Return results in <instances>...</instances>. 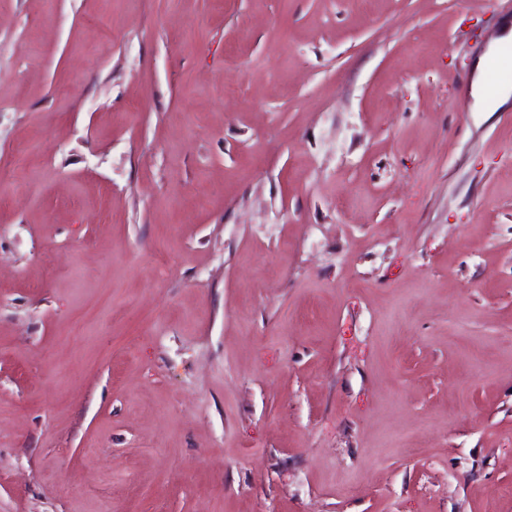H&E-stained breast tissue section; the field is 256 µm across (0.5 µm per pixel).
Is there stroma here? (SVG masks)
<instances>
[{"label":"stroma","instance_id":"35a3bbf8","mask_svg":"<svg viewBox=\"0 0 512 512\" xmlns=\"http://www.w3.org/2000/svg\"><path fill=\"white\" fill-rule=\"evenodd\" d=\"M512 0H0V512H512ZM497 55V46H491L488 52L478 60L474 68V77L470 88V97L473 104L470 111L495 112L509 103L510 96L512 98L511 82L501 84L493 91L488 89V69Z\"/></svg>","mask_w":512,"mask_h":512}]
</instances>
